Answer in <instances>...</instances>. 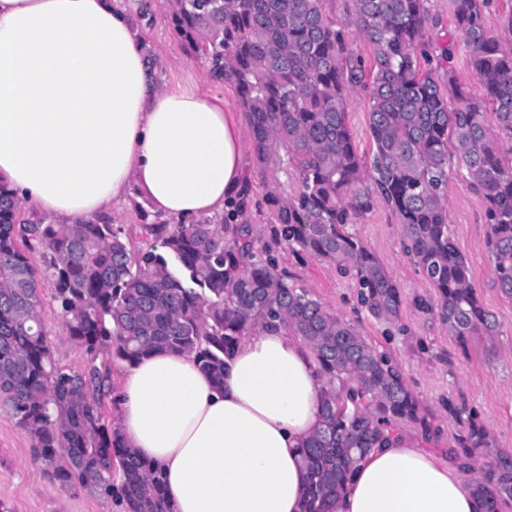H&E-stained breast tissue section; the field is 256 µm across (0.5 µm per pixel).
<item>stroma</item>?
Listing matches in <instances>:
<instances>
[{"mask_svg":"<svg viewBox=\"0 0 512 512\" xmlns=\"http://www.w3.org/2000/svg\"><path fill=\"white\" fill-rule=\"evenodd\" d=\"M123 5L140 30L142 52L158 84L205 78V67L171 27L169 0H123ZM427 9L426 37L436 79L444 83L452 77L466 91L476 92V78L448 0H428ZM451 42L456 45L453 60H441L442 48ZM446 202L450 232L470 262L480 304L498 323L497 335L474 336L467 344H460L436 315L414 307V297L432 301L437 290L404 254L401 226L386 204H377L349 230L398 281L404 298L400 330H391L362 307L355 281L337 274L330 263L303 262L288 253L283 254L282 263L328 311L353 323L369 342L392 358L431 421L427 434L410 425L405 427L404 434L413 444L443 459L456 457V438L463 431L458 417L477 413L487 430L489 445L476 451L468 464L483 473L500 454L512 453V297L498 288L488 258L482 193L470 187L457 171L448 180ZM144 208V201L131 198L114 222L134 247L151 250L157 242L146 234L144 225L162 223L163 217L152 213L141 218ZM40 291L44 324L57 361L71 370H83L87 357L67 337L65 322L53 300L54 281L43 279ZM33 455L30 438L0 412V507L5 512H123L116 498L82 489H60L45 468L34 463Z\"/></svg>","mask_w":512,"mask_h":512,"instance_id":"stroma-1","label":"stroma"}]
</instances>
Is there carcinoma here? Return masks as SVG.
Returning <instances> with one entry per match:
<instances>
[{
	"mask_svg": "<svg viewBox=\"0 0 512 512\" xmlns=\"http://www.w3.org/2000/svg\"><path fill=\"white\" fill-rule=\"evenodd\" d=\"M325 2L172 0L174 32L204 59L210 81L235 90L247 115L255 176L266 189L262 227L241 204L227 218L148 224L162 251H136L108 219H25L0 184V409L60 488L116 495L126 512H174L160 469L103 424L112 362L187 353L220 385L225 358L259 324L301 337L324 378L322 425L303 448L302 512H328L360 457L403 425L427 429L392 361L279 268L284 250L334 264L354 275L373 316L395 323L397 280L348 231L380 200L397 216L404 253L438 291V308L422 297L415 305L437 310L462 344L496 331L449 231L445 196L457 167L483 193L493 273L512 296V39L488 25L487 0H451L478 89L463 92L450 74L445 92L420 67L426 0H352L353 17L341 23ZM355 34L371 48L366 59L351 48ZM358 90L368 102V160L348 122ZM37 250L41 268L31 260ZM47 276L68 338L88 356L81 372L60 366L47 340L38 290ZM458 444L469 458L488 433L470 416ZM472 492L483 512H501L512 502V456Z\"/></svg>",
	"mask_w": 512,
	"mask_h": 512,
	"instance_id": "obj_1",
	"label": "carcinoma"
}]
</instances>
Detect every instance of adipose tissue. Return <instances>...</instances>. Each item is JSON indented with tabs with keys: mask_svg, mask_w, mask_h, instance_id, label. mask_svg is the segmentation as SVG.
Wrapping results in <instances>:
<instances>
[{
	"mask_svg": "<svg viewBox=\"0 0 512 512\" xmlns=\"http://www.w3.org/2000/svg\"><path fill=\"white\" fill-rule=\"evenodd\" d=\"M245 147L222 99L155 82L120 0H0V182L23 208L78 224L135 188L164 217H213L246 186ZM323 385L300 337L257 326L220 386L186 353L125 365L117 425L175 512H302ZM477 480L401 436L363 456L329 512H481Z\"/></svg>",
	"mask_w": 512,
	"mask_h": 512,
	"instance_id": "adipose-tissue-1",
	"label": "adipose tissue"
}]
</instances>
